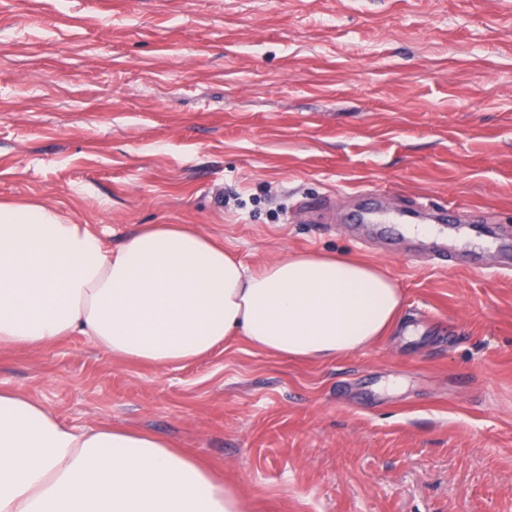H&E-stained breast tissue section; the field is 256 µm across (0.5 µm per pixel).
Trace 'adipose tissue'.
Returning a JSON list of instances; mask_svg holds the SVG:
<instances>
[{
    "instance_id": "obj_1",
    "label": "adipose tissue",
    "mask_w": 512,
    "mask_h": 512,
    "mask_svg": "<svg viewBox=\"0 0 512 512\" xmlns=\"http://www.w3.org/2000/svg\"><path fill=\"white\" fill-rule=\"evenodd\" d=\"M402 295L379 268L291 253L252 270L193 224H146L118 248L37 202H0V348L86 336L169 368L230 338L322 361L389 334ZM221 474L159 436L62 422L0 389V512H245Z\"/></svg>"
}]
</instances>
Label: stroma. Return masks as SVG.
Instances as JSON below:
<instances>
[{"label":"stroma","instance_id":"obj_1","mask_svg":"<svg viewBox=\"0 0 512 512\" xmlns=\"http://www.w3.org/2000/svg\"><path fill=\"white\" fill-rule=\"evenodd\" d=\"M361 189L487 222L354 224ZM0 200L111 247L194 224L253 268L353 258L403 296L330 361L73 336L1 351V387L174 442L248 512H512V0H0Z\"/></svg>","mask_w":512,"mask_h":512}]
</instances>
